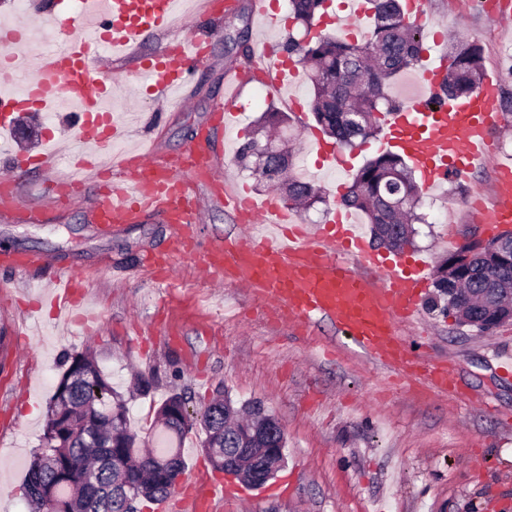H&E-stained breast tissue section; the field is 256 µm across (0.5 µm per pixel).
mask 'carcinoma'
I'll list each match as a JSON object with an SVG mask.
<instances>
[{"label":"carcinoma","instance_id":"1","mask_svg":"<svg viewBox=\"0 0 512 512\" xmlns=\"http://www.w3.org/2000/svg\"><path fill=\"white\" fill-rule=\"evenodd\" d=\"M324 0H289L292 18L308 30ZM372 28L361 43L330 34L314 41L288 36L285 51L296 56L313 88L311 112L324 135L342 146L366 140L380 128L378 114L396 110L387 89L403 71L417 65L423 51L420 31L403 0H366ZM448 68L439 98L457 99L481 86L484 49L475 40L454 37L448 44ZM290 117L267 113L249 131L237 161L258 182L276 191L288 183L287 204L309 209L322 199L321 189L296 173L294 149L279 158L261 159L265 137L285 127ZM421 187L403 155L383 152L356 172L342 203L362 212L376 243L388 250L414 245L413 224ZM512 282V268L503 273L474 260L465 283L458 285L449 260L437 267L432 306L444 300L441 312L458 325L480 333L496 328L502 281ZM62 373L48 409L39 448L24 483L28 504L38 508L55 502L58 512H137V504L170 494L174 478L185 471L180 448L185 438L199 437L200 448H235L250 424L269 411L255 402L247 415H224L234 408L227 396L214 398L200 413L189 410L186 393L174 392L157 408L155 424L166 443L162 453L141 451L139 435L130 427L126 400L112 387L89 348L64 356Z\"/></svg>","mask_w":512,"mask_h":512}]
</instances>
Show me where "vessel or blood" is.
<instances>
[{
    "mask_svg": "<svg viewBox=\"0 0 512 512\" xmlns=\"http://www.w3.org/2000/svg\"><path fill=\"white\" fill-rule=\"evenodd\" d=\"M486 18L494 24L512 21V0H486ZM179 0H79L56 44L40 47L29 24L0 28V73L8 85L0 89V131L13 129L12 115L20 110L43 112L68 107L75 122L62 135L48 139L37 156L18 159L12 171L0 174V207L23 206L11 191L14 173L30 166L51 173L59 157L70 156L71 171L51 178V193L75 192L89 180L100 158L110 160V183L99 187L96 212L101 223L120 227L142 215L157 214L184 231L179 244L161 257L158 266L170 270L179 258L192 259L199 270L242 286L268 308L279 323L306 327L324 318L336 324L371 363L403 378L423 379L435 393L453 395L455 376L447 364H430L406 328L420 314V300L429 284V264L419 257L383 256L360 234L356 221L335 208L326 224H298L295 214L275 196L255 198L247 186L225 178L220 154L192 146L177 160H160L154 153L113 159L130 125L123 110L112 103V78L104 62L141 44L171 26ZM208 42L183 39L143 59L138 73L158 94L167 96L184 85L190 68L202 64ZM442 65L425 68L422 89L408 99L387 123L384 143L402 153L417 169L424 189L434 188L445 175H461L492 157L491 131L499 116L492 107L497 81L487 78L479 92L439 105L434 86ZM250 73H235L233 91L217 107L225 126L237 125L236 103ZM320 167H347L348 159L334 144L313 138ZM488 200L473 207L476 223L494 229L512 224V164L494 165ZM218 184L217 200L241 224L263 223L266 235L245 240L217 241L201 246L196 225L195 186ZM74 277L57 270L42 302L61 320H69L75 299ZM185 497L156 502L154 512H223L224 502L241 497L240 489L197 471Z\"/></svg>",
    "mask_w": 512,
    "mask_h": 512,
    "instance_id": "obj_1",
    "label": "vessel or blood"
}]
</instances>
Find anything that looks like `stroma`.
Here are the masks:
<instances>
[{
  "label": "stroma",
  "instance_id": "1",
  "mask_svg": "<svg viewBox=\"0 0 512 512\" xmlns=\"http://www.w3.org/2000/svg\"><path fill=\"white\" fill-rule=\"evenodd\" d=\"M225 0L206 6L196 0L193 23L174 22L109 61L116 83H129L126 103L134 109L129 141L157 157L178 156L204 137L224 146L228 179L256 186L235 160L253 122L268 107L291 112L299 141L315 120L312 87L298 74L285 92L253 79L243 88L241 122L232 131L211 126L229 73L255 66L265 40L287 41L256 19L252 0ZM432 22L446 41L423 33L430 60L448 52V38L462 35L485 48L486 72L512 92V25H491L476 6L459 13L458 0H425ZM244 33L245 46L229 36ZM210 41L205 63L195 69L175 104L148 95L139 85L137 62L181 38ZM491 169L480 166L467 179H450L423 192L415 254L431 266L448 255V240H463L473 224L468 211L437 223L440 211L488 188ZM96 184H87L68 202L58 203L29 222L17 212H0V254L42 255L46 265L24 272L0 270L8 289L0 302V348L13 330L29 343L16 357L0 361V439L4 452H19L23 464L0 468V512H29L22 484L33 449L40 444L47 406L62 372L64 353L92 348L118 391L133 373L150 377L146 396L128 398L134 428H148L158 405L175 391L202 411L217 392L237 405L259 402L283 425L287 467L269 489L228 502L223 512H512V376L498 366L512 356V323L479 333L459 326L439 311L422 310L410 333L427 359L447 362L457 376V396H419L391 372L371 364L331 322L320 320L297 331L278 326L240 288L220 277L202 276L191 260H177L167 281L143 264L147 254L165 252L172 229L155 215L115 227L95 212ZM202 243L240 236L242 229L221 205L204 200L198 216ZM70 269L78 278L86 307L98 322L92 334L72 325L60 333L50 315L32 305L51 269Z\"/></svg>",
  "mask_w": 512,
  "mask_h": 512
}]
</instances>
